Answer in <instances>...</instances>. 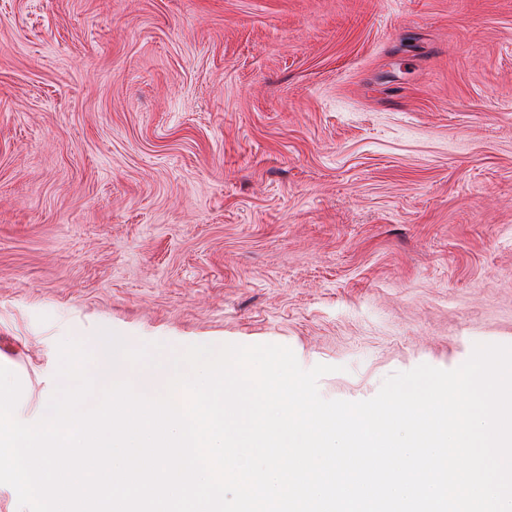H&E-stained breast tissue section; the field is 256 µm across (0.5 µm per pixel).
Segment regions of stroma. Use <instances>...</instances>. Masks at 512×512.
I'll return each mask as SVG.
<instances>
[{"label": "stroma", "mask_w": 512, "mask_h": 512, "mask_svg": "<svg viewBox=\"0 0 512 512\" xmlns=\"http://www.w3.org/2000/svg\"><path fill=\"white\" fill-rule=\"evenodd\" d=\"M278 344L374 397L512 346V0H0V366Z\"/></svg>", "instance_id": "1"}]
</instances>
